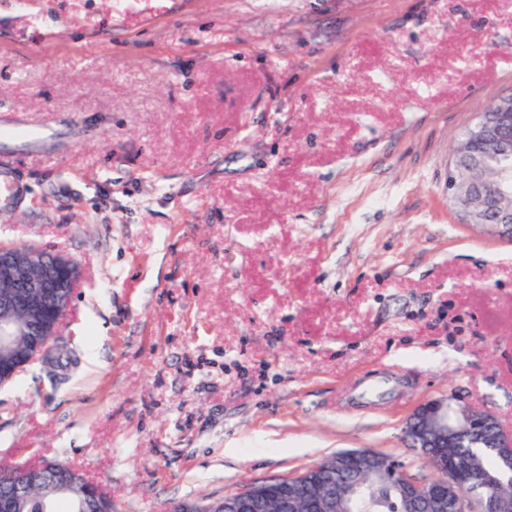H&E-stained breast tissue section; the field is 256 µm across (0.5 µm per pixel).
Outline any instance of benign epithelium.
<instances>
[{
	"mask_svg": "<svg viewBox=\"0 0 512 512\" xmlns=\"http://www.w3.org/2000/svg\"><path fill=\"white\" fill-rule=\"evenodd\" d=\"M490 150L512 159V96L500 98L497 111L480 113L473 128L452 150L450 165L454 169L467 166L484 175L477 180L452 178L448 183L462 223L512 239V186L501 188L497 194L486 191L501 175L497 169L483 168L484 156ZM80 276L78 263L68 256L35 246L0 247V354L5 359L15 358L14 344L19 336L25 337L26 346L33 349L32 357L44 355L43 337L60 333ZM19 313L28 314L30 319L17 320ZM487 431L492 438L480 445L492 449L498 459V482L511 487L512 433L504 431L492 415L446 397L419 405L405 426V432L440 455L464 445L468 437ZM351 458L358 460L362 474L393 482L406 505L405 512H512L511 495L486 493L479 471L455 461L444 468L439 484L417 479L397 460L376 458L369 448L338 452L324 459L321 468L339 473ZM321 468L311 466L298 475L277 479L276 493L267 490L263 481L221 499L179 502L170 512H232L236 507L245 512H304L309 507L319 512H344L345 498L357 486L312 478ZM45 484L70 496L76 488L74 479L50 468L27 471L24 484L0 497V512H29L31 490ZM84 484L73 499L74 512H93L96 508L101 484L88 479ZM300 487L306 489V496L298 495Z\"/></svg>",
	"mask_w": 512,
	"mask_h": 512,
	"instance_id": "7a95c632",
	"label": "benign epithelium"
}]
</instances>
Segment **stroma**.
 Returning a JSON list of instances; mask_svg holds the SVG:
<instances>
[{
	"label": "stroma",
	"mask_w": 512,
	"mask_h": 512,
	"mask_svg": "<svg viewBox=\"0 0 512 512\" xmlns=\"http://www.w3.org/2000/svg\"><path fill=\"white\" fill-rule=\"evenodd\" d=\"M508 93L512 0H0V116L57 136L12 149L0 245L81 269L78 362L0 387V465L168 512L408 459L431 399L512 429V241L448 191ZM23 185L7 162H0V214L15 210L23 196Z\"/></svg>",
	"instance_id": "obj_1"
}]
</instances>
